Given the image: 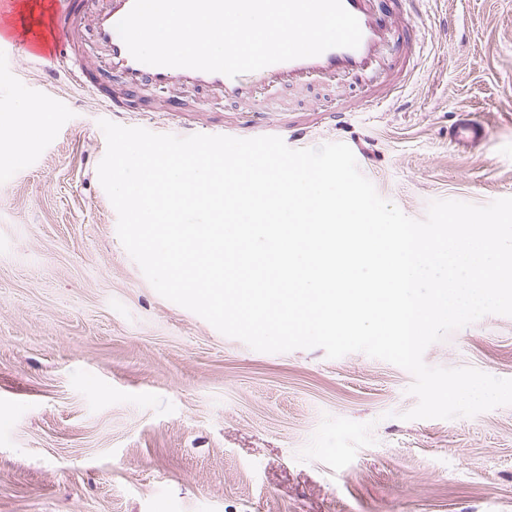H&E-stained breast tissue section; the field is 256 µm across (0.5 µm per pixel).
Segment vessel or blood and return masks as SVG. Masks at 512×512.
Returning <instances> with one entry per match:
<instances>
[{
	"mask_svg": "<svg viewBox=\"0 0 512 512\" xmlns=\"http://www.w3.org/2000/svg\"><path fill=\"white\" fill-rule=\"evenodd\" d=\"M343 5L359 21L358 47L331 48L232 78L137 61L116 30L133 0H51L48 40L31 44L15 29L0 35V52L27 45L30 55L51 60L111 112L132 111L134 97L151 89L158 93L155 109L159 112L183 111L186 101L201 93L239 112H284L287 102L273 98V91L285 88L299 93L317 80L332 84L349 77L370 88L364 108L381 107L413 77L410 58L417 48L409 34L419 17L420 0H343ZM101 73L111 74V86L98 81ZM487 137V127L468 118L448 131L449 140L462 146Z\"/></svg>",
	"mask_w": 512,
	"mask_h": 512,
	"instance_id": "1",
	"label": "vessel or blood"
}]
</instances>
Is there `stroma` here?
<instances>
[{
	"instance_id": "stroma-1",
	"label": "stroma",
	"mask_w": 512,
	"mask_h": 512,
	"mask_svg": "<svg viewBox=\"0 0 512 512\" xmlns=\"http://www.w3.org/2000/svg\"><path fill=\"white\" fill-rule=\"evenodd\" d=\"M413 81L381 112L363 85L286 112H110L53 63L0 57V512H512V405L408 420L412 374L355 352L264 353L150 284L98 178L106 119L158 134L342 142L378 194L512 196V0H425ZM488 139L459 148L461 114ZM38 135L18 147L16 130ZM21 161H12L15 150ZM428 366L512 378V316L431 344Z\"/></svg>"
}]
</instances>
